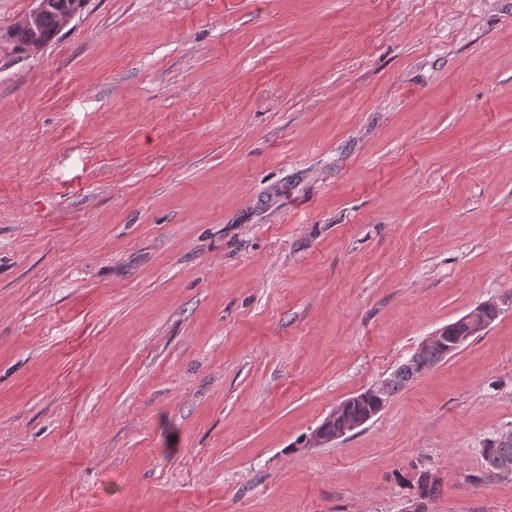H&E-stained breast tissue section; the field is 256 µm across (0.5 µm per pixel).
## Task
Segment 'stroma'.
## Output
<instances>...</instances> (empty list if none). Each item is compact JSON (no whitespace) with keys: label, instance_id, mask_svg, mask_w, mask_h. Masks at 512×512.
Wrapping results in <instances>:
<instances>
[{"label":"stroma","instance_id":"obj_1","mask_svg":"<svg viewBox=\"0 0 512 512\" xmlns=\"http://www.w3.org/2000/svg\"><path fill=\"white\" fill-rule=\"evenodd\" d=\"M510 429L512 0H88L0 57V512H403L421 467L512 512ZM464 322H468L472 328H477L479 331L485 330L490 325L483 315V305H478L465 314ZM464 322L458 319L448 324L447 336L449 337L442 344L438 342L442 341L444 337V329L428 336L419 347L429 345L433 342L437 344L430 345L423 349L421 355L424 357V360L422 362L416 361L412 354L410 358L401 363L389 377L385 379V384L384 380H381L375 385L382 386L384 384L381 389L370 386L362 397L351 401L346 407L345 412L337 417L345 408V404H339L326 418L327 422L334 420L336 417L337 419L333 422L321 425L318 430V432L323 433L324 443L333 442L335 437L336 440H338L344 437L348 431H353L367 423L370 417L364 419L359 418H363L368 414H378L396 393L428 371L421 372V364L425 363L429 368H432L444 362L450 354L455 352L451 350L452 343L450 336H458L455 340L456 345H463L468 340L469 336H476L470 335L468 325ZM355 419L359 420L353 421ZM347 425L348 427H346ZM342 429L343 433L336 434ZM482 456L485 461L486 469L494 473L511 474L512 464V434L510 438L504 440L499 435L494 438H486L481 448ZM504 462V463H503ZM500 471L498 470L499 465Z\"/></svg>","mask_w":512,"mask_h":512}]
</instances>
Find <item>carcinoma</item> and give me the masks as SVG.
Returning a JSON list of instances; mask_svg holds the SVG:
<instances>
[{
	"label": "carcinoma",
	"instance_id": "obj_1",
	"mask_svg": "<svg viewBox=\"0 0 512 512\" xmlns=\"http://www.w3.org/2000/svg\"><path fill=\"white\" fill-rule=\"evenodd\" d=\"M76 2L77 0H49V6L40 16L36 30L13 25L1 30L0 33L7 36V45L14 54L27 57L32 47H44L56 39L60 13L75 7ZM451 346V340L447 339L441 344L424 348L421 352L423 362L420 363L410 357L385 379V384L381 388H368L362 397L351 401L345 412L336 420L321 425L319 432L323 433L325 442H333L336 433L351 421L380 412L396 393L423 375L420 371L421 364L424 363L431 368L444 362L452 354ZM481 452L486 469L496 473L504 461L512 462V437L506 440L500 436L487 438L483 441ZM413 486L417 488V497L429 500L437 491V478L424 470L419 473Z\"/></svg>",
	"mask_w": 512,
	"mask_h": 512
}]
</instances>
